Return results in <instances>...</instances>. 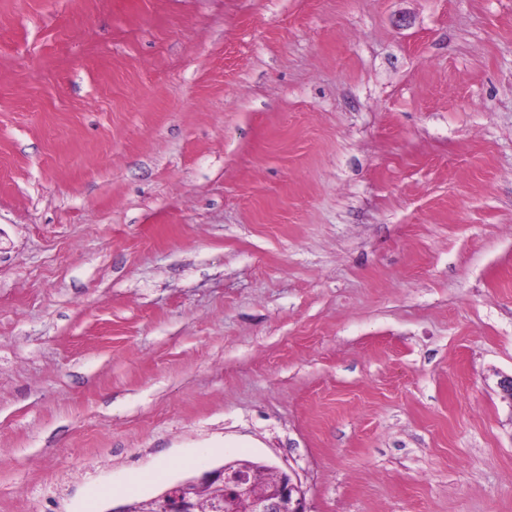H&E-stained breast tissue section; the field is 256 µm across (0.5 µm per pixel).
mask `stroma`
Masks as SVG:
<instances>
[{"mask_svg": "<svg viewBox=\"0 0 512 512\" xmlns=\"http://www.w3.org/2000/svg\"><path fill=\"white\" fill-rule=\"evenodd\" d=\"M511 374L512 0H0V512H512ZM263 466L276 474L268 475ZM224 496V497H223ZM215 502L218 511L310 512L305 491L293 474L262 462L233 461L177 484L149 499V512H202Z\"/></svg>", "mask_w": 512, "mask_h": 512, "instance_id": "stroma-1", "label": "stroma"}]
</instances>
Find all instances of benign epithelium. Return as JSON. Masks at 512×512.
Returning <instances> with one entry per match:
<instances>
[{
  "instance_id": "1",
  "label": "benign epithelium",
  "mask_w": 512,
  "mask_h": 512,
  "mask_svg": "<svg viewBox=\"0 0 512 512\" xmlns=\"http://www.w3.org/2000/svg\"><path fill=\"white\" fill-rule=\"evenodd\" d=\"M219 512H309L305 491L292 474L258 464L233 461L177 484L149 499L148 512H202L206 504Z\"/></svg>"
}]
</instances>
